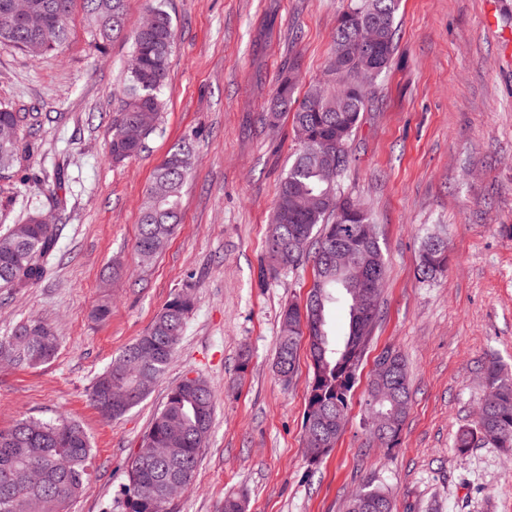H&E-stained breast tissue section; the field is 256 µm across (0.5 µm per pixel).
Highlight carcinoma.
<instances>
[{"mask_svg": "<svg viewBox=\"0 0 512 512\" xmlns=\"http://www.w3.org/2000/svg\"><path fill=\"white\" fill-rule=\"evenodd\" d=\"M80 4L94 47L104 50L125 34L127 0H26L23 15L12 12L14 0H0V44L11 45L38 58L63 47L70 37V17ZM399 0H348L332 37V51L324 77L312 84L302 99L294 97L298 73L290 68L281 78L269 107V118L292 113L299 149L281 178L275 209L269 225L262 273L274 277L313 258L316 276L317 318L302 322L300 308L290 304L280 315V337L274 368L284 384L295 375L297 348L305 332L321 351V363L313 373L303 422V433L314 437L313 450H332L346 423L348 401L354 383L345 370L352 357L362 360L379 317L382 289H374L371 319L362 323L363 341L354 336L353 318L340 342L330 334L329 314L339 302L349 305L355 289L336 275V250L358 242L360 228L374 235L375 263L386 274V260L373 217L359 201L344 196L338 185L328 186L324 171H344L351 163L348 141L371 101L377 80L387 70L397 49L396 15ZM150 19L131 35L132 56L138 68L126 71L120 89L121 106L112 119L109 153L122 163L141 155L156 131L165 107L171 56L175 44L172 17L155 0ZM367 25L376 39V50L365 46L361 26ZM22 116L0 104V174L20 163L29 145L21 136ZM197 161L194 142L185 139L157 166L140 209V231L135 251L143 262L164 250L181 224L179 200L183 184ZM353 206L346 223L338 221L342 204ZM33 211L17 223L0 230V291L29 288L49 270L57 245V227L39 221ZM447 244L439 236L424 239L417 275L429 281L448 267ZM193 310V300L179 292L154 316L149 328L114 357L94 380L89 401L100 408L102 393L129 394L148 374L155 384L170 367L183 327ZM156 349L154 361L143 367V346ZM58 337L41 320L19 321L10 335L0 337V362L16 368L42 365L57 353ZM385 375L372 383L370 409L382 414L383 428L377 437L384 448L398 445L399 435L411 407L409 376L402 355L392 349L382 353ZM486 390L472 423L461 426L454 448L467 454L473 448L491 445L512 457V374L495 359L484 373ZM214 410L208 384L196 377L180 381L167 393L144 435L155 449L152 462L127 465L123 488L124 512H171L164 484L180 472L191 484L201 448L206 446ZM91 456L90 439L75 421L63 418H22L7 431H0V512H22L24 499L38 512H64L87 483ZM393 507L385 490L366 484L346 504V512H386Z\"/></svg>", "mask_w": 512, "mask_h": 512, "instance_id": "cac0c4a2", "label": "carcinoma"}]
</instances>
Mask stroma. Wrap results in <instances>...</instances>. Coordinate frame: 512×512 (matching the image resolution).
<instances>
[{
	"mask_svg": "<svg viewBox=\"0 0 512 512\" xmlns=\"http://www.w3.org/2000/svg\"><path fill=\"white\" fill-rule=\"evenodd\" d=\"M347 0H165L175 47L166 108L148 149L108 154L130 43L91 45L81 9L59 52L31 58L0 44V101L36 129L23 166L0 177V220L49 212L60 228L37 286L0 295V336L23 319L52 326L59 351L34 368L0 366V430L25 417L66 416L92 444L90 480L69 512H121L125 468L169 389L198 375L215 398L191 486L172 512H221L228 494L248 512H345L364 484L387 488L394 512H512V461L497 448L459 456L458 427L484 394L489 360L512 370V0H401L397 52L349 142L338 179L380 227L387 277L381 316L359 369L343 433L310 465L303 417L313 368L272 371L285 305L303 304L312 262L261 280L278 186L297 143L292 118L269 122L282 72L304 94L326 66ZM196 138L181 194L183 222L144 263L140 207L169 150ZM448 241V270L418 279L423 239ZM194 309L166 374L123 418L88 400L95 377L141 336L176 293ZM109 312L96 319L94 310ZM407 361L413 403L399 444L365 428L373 362L386 347Z\"/></svg>",
	"mask_w": 512,
	"mask_h": 512,
	"instance_id": "35a3bbf8",
	"label": "stroma"
}]
</instances>
